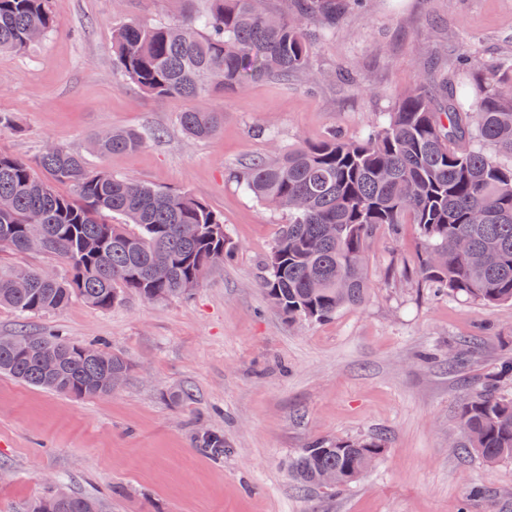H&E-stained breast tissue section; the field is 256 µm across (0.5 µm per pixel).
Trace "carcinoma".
<instances>
[{"label": "carcinoma", "instance_id": "1", "mask_svg": "<svg viewBox=\"0 0 512 512\" xmlns=\"http://www.w3.org/2000/svg\"><path fill=\"white\" fill-rule=\"evenodd\" d=\"M175 22L133 18L113 33L122 75L157 97L192 101L212 91H235L263 79L287 81L313 70L316 34L309 25L336 20V0H281L259 8L253 0H208ZM50 0H0V51H20L30 35L58 30ZM512 62L463 95L448 84H420L405 92L378 130L362 140L334 135L254 159L234 178L256 200L288 212L261 281L271 303L291 323L318 322L365 302L366 255L382 227L418 226L423 241L418 276L428 288L487 306L512 302ZM193 140L215 135L221 112L190 108L179 117ZM149 135L133 130L99 136L97 153L141 148ZM37 166L0 153V248L31 251L27 214L44 215L38 252L64 273L41 268L0 270V307L28 318L62 309L74 297L110 310L126 293L144 301L189 295L233 251L224 218L189 191H169L88 167L83 154L61 146L43 151ZM59 184L72 192L60 193ZM105 215L123 219L106 223ZM195 224L186 239L180 225ZM466 239L470 251H460ZM169 267L155 280L151 270ZM25 279L29 287L20 288ZM131 365L115 352L54 336L19 334L0 342V375L75 398L111 394L109 379ZM458 447L495 465L512 461V398L494 384L469 397L459 414ZM386 446L378 438L318 439L289 460L292 475L318 485L324 471L368 470ZM27 512H103L92 497L62 491L41 496Z\"/></svg>", "mask_w": 512, "mask_h": 512}]
</instances>
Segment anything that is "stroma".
I'll use <instances>...</instances> for the list:
<instances>
[{
  "mask_svg": "<svg viewBox=\"0 0 512 512\" xmlns=\"http://www.w3.org/2000/svg\"><path fill=\"white\" fill-rule=\"evenodd\" d=\"M51 7L59 30L0 53V112L19 126L0 134V153L30 160L52 143L112 174L190 191L223 214L234 249L184 298L130 295L108 311L75 299L24 322L0 307V336L59 332L132 364L105 398L0 375V512H24L54 490L99 498L105 512H512V462L490 467L456 446L464 400L512 358V304L420 288L421 239L406 224L372 238L365 303L290 323L260 285L288 216L232 177L302 140L365 138L405 90L457 84L459 55L473 78H489L512 60V0H350L316 40L312 75L198 99L224 115L205 141L179 126L188 101L139 90L112 61L117 28L132 18L172 21L182 0ZM126 129L164 135L134 152L90 156L92 137ZM185 387L192 399L175 402ZM210 433L223 436L222 455L197 451ZM376 435L385 454L347 489L304 490L288 470L314 439ZM475 482L484 499H469Z\"/></svg>",
  "mask_w": 512,
  "mask_h": 512,
  "instance_id": "35a3bbf8",
  "label": "stroma"
}]
</instances>
